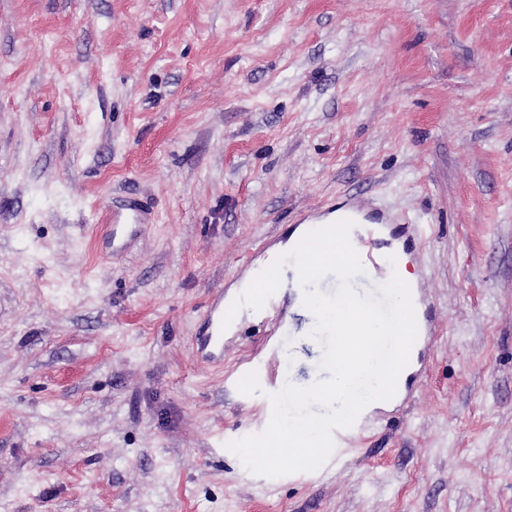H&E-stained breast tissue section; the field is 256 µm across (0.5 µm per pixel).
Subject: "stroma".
I'll return each mask as SVG.
<instances>
[{
	"label": "stroma",
	"mask_w": 512,
	"mask_h": 512,
	"mask_svg": "<svg viewBox=\"0 0 512 512\" xmlns=\"http://www.w3.org/2000/svg\"><path fill=\"white\" fill-rule=\"evenodd\" d=\"M355 193L425 225L438 336L331 469L255 475L225 378L323 350L286 288L205 362L208 297ZM0 512H512V0H0ZM120 211L112 215V238L115 228L122 224H149L148 213L135 201H126Z\"/></svg>",
	"instance_id": "obj_1"
}]
</instances>
